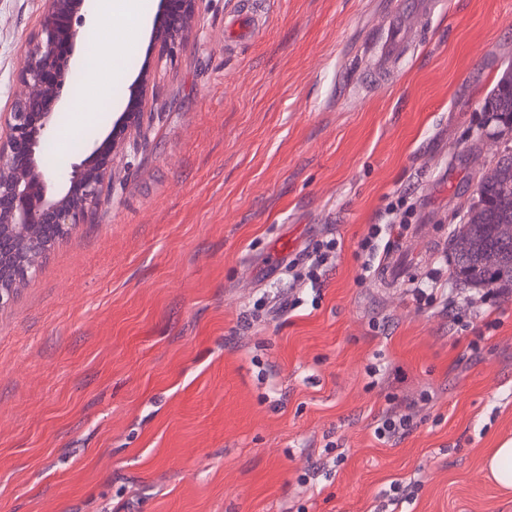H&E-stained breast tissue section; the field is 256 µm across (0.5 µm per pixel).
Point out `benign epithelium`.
<instances>
[{"label": "benign epithelium", "instance_id": "benign-epithelium-1", "mask_svg": "<svg viewBox=\"0 0 512 512\" xmlns=\"http://www.w3.org/2000/svg\"><path fill=\"white\" fill-rule=\"evenodd\" d=\"M88 0H46L37 36L25 50L18 81L22 87L10 111L0 114V258L15 263L0 267V307L9 304L19 280L28 277L25 248L51 242L87 223L112 183V150L138 129L142 75L129 88V108L114 123L105 142L71 171L58 174L39 160L43 142L55 127L56 106L72 86V58L81 41L77 18ZM202 0H159L153 43L166 56L186 41L201 19Z\"/></svg>", "mask_w": 512, "mask_h": 512}]
</instances>
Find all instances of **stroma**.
I'll use <instances>...</instances> for the list:
<instances>
[{"label": "stroma", "mask_w": 512, "mask_h": 512, "mask_svg": "<svg viewBox=\"0 0 512 512\" xmlns=\"http://www.w3.org/2000/svg\"><path fill=\"white\" fill-rule=\"evenodd\" d=\"M409 4L264 0L263 35L228 45L241 0H203L174 60L146 25L74 80H112L86 144L150 86L112 188L0 308V512H512L484 468L512 438V296H414L495 162L512 0H441L377 79ZM44 13L0 0V113ZM399 194L391 289L357 251ZM396 403L414 428L379 442ZM394 482L413 487L396 506ZM509 70L503 76L500 83L493 88L484 106L485 112H491V116L499 125L504 122H512L511 67Z\"/></svg>", "instance_id": "stroma-1"}]
</instances>
